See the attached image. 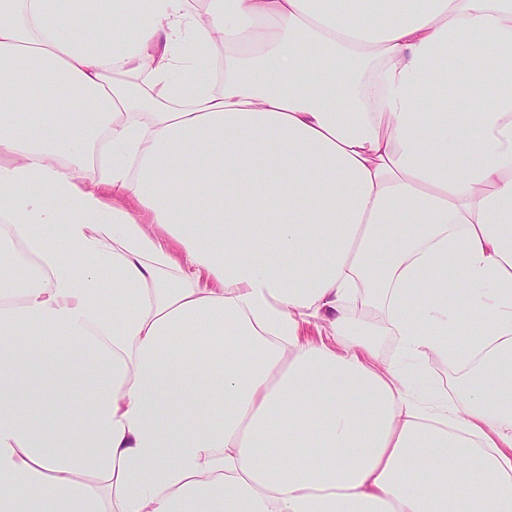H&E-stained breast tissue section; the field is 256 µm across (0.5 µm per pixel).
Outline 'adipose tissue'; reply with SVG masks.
<instances>
[{
    "mask_svg": "<svg viewBox=\"0 0 512 512\" xmlns=\"http://www.w3.org/2000/svg\"><path fill=\"white\" fill-rule=\"evenodd\" d=\"M0 512H512V0H0ZM459 375L460 372L451 366L433 365L432 363L431 367H426L428 381L435 389L446 391L448 395Z\"/></svg>",
    "mask_w": 512,
    "mask_h": 512,
    "instance_id": "ef3b65f1",
    "label": "adipose tissue"
}]
</instances>
